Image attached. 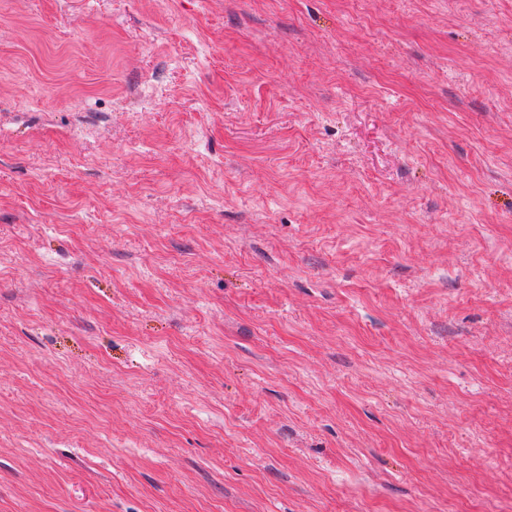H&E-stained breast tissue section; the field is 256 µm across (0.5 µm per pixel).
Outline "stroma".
Wrapping results in <instances>:
<instances>
[{
    "label": "stroma",
    "instance_id": "stroma-1",
    "mask_svg": "<svg viewBox=\"0 0 512 512\" xmlns=\"http://www.w3.org/2000/svg\"><path fill=\"white\" fill-rule=\"evenodd\" d=\"M0 512H512V0H0Z\"/></svg>",
    "mask_w": 512,
    "mask_h": 512
}]
</instances>
